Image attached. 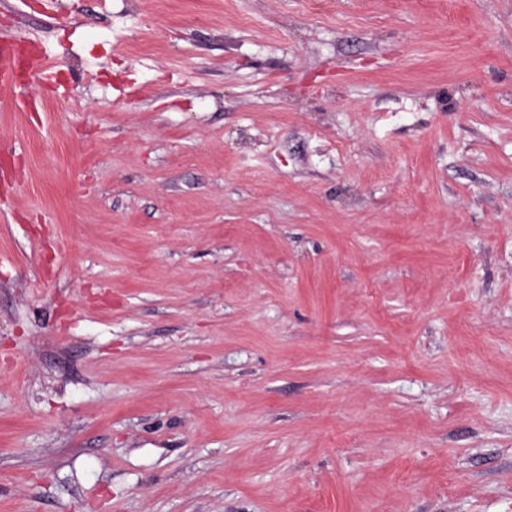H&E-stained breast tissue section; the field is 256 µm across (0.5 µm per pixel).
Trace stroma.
<instances>
[{
	"label": "stroma",
	"instance_id": "35a3bbf8",
	"mask_svg": "<svg viewBox=\"0 0 512 512\" xmlns=\"http://www.w3.org/2000/svg\"><path fill=\"white\" fill-rule=\"evenodd\" d=\"M0 512H512V0H0ZM16 68L15 56L7 43H0V91L1 89H16L14 74Z\"/></svg>",
	"mask_w": 512,
	"mask_h": 512
}]
</instances>
